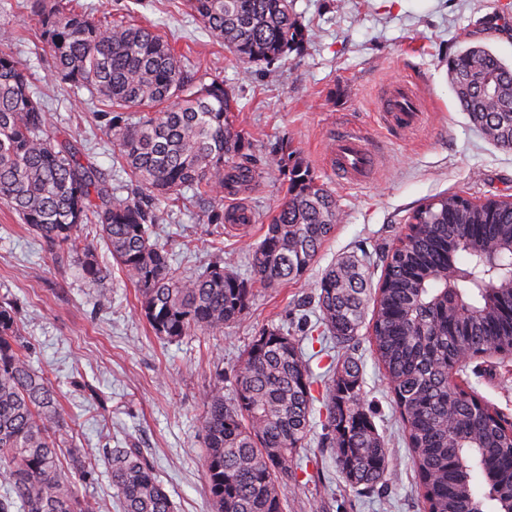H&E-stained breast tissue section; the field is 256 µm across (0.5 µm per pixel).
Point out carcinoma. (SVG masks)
<instances>
[{
  "mask_svg": "<svg viewBox=\"0 0 512 512\" xmlns=\"http://www.w3.org/2000/svg\"><path fill=\"white\" fill-rule=\"evenodd\" d=\"M212 37L243 63L271 65L303 39L290 0H187ZM41 36L57 75L86 88L109 106L141 110L109 119L121 169L133 185L123 194L58 140L47 112L34 99L28 74L0 49V200L51 252L68 254L91 284L108 278L90 229L105 243L141 295V312L155 335L168 340L196 331L224 332L244 316L248 280L214 262L186 275L170 262L156 229L185 192H221L237 179L231 163L245 142L233 120V94L218 79L188 73L174 49L150 28L94 21L55 5L42 12ZM460 109L490 141L512 148V64L484 46L448 59ZM340 219L336 199L298 162L288 193L252 253L255 280L267 287L298 280L314 264ZM210 224H245L244 212L213 210ZM407 233L391 247L376 291L357 258L331 266L318 283L317 321L336 355L323 404L318 446L334 458L356 490L378 491L389 454L365 403L362 373L350 346L373 304L370 339L388 380L395 412L428 512H463L472 481L452 467L461 449L448 429L470 440L491 463L489 494H512V425L448 379L459 351L512 354V321L498 306L512 303V281L495 279L484 305L470 291V264L448 274V253L468 258L486 247L512 254V203L499 196L473 200L442 194L416 206ZM461 290L483 305L469 324L442 297ZM314 380L295 337L262 329L243 350L231 395L224 375L209 385L200 420L205 479L214 512H285L288 478L309 447ZM106 460L120 512H175V504L137 448H108ZM86 469L73 443L56 391L35 368L20 340L18 311L0 300V512H94L73 475Z\"/></svg>",
  "mask_w": 512,
  "mask_h": 512,
  "instance_id": "cac0c4a2",
  "label": "carcinoma"
}]
</instances>
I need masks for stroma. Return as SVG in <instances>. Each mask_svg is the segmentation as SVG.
Returning a JSON list of instances; mask_svg holds the SVG:
<instances>
[{
	"instance_id": "1",
	"label": "stroma",
	"mask_w": 512,
	"mask_h": 512,
	"mask_svg": "<svg viewBox=\"0 0 512 512\" xmlns=\"http://www.w3.org/2000/svg\"><path fill=\"white\" fill-rule=\"evenodd\" d=\"M94 19L149 27L181 55L186 69L218 78L237 101L235 124L245 138L240 163L246 181L205 200L187 196L157 228L172 263L189 274L222 259L245 278L256 244L272 223L288 188L293 162L308 166L336 199L341 220L316 262L295 282L274 288L252 283L246 315L222 334L198 332L178 341L155 336L140 310L141 296L105 244L98 260L110 277L108 307L96 286L70 259L50 255L41 239L0 203V299L15 304L22 342L35 366L48 373L76 444L93 467L78 487L102 512H116L103 457L107 448L140 449L153 465L176 512H211L204 477L203 394L216 372L232 377L244 347L270 326L301 337L309 367L323 393L330 359L311 340L312 301L324 271L356 256L380 278L383 255L402 232L413 207L457 192L473 199L512 196V149L485 138L461 112L446 60L461 48L483 45L512 63V0H292L304 40L274 65H246L214 39L184 0H78ZM36 0H0V29L14 32L10 48L61 140L82 162L119 184L118 150L98 98L75 92L54 72L41 38ZM403 79L423 105L422 123L402 136L385 133L380 101L389 83ZM364 128L379 154L373 174L347 182L325 153L341 123ZM280 155L281 165L271 164ZM242 208L251 222L237 228L206 221L208 210ZM352 354L362 368V391L390 451L381 488H351L328 455L309 448L288 494V512H425L387 382L367 334ZM459 382L512 422V356L464 363Z\"/></svg>"
}]
</instances>
